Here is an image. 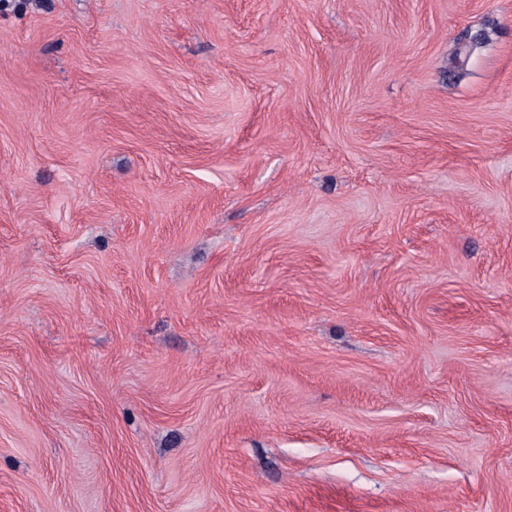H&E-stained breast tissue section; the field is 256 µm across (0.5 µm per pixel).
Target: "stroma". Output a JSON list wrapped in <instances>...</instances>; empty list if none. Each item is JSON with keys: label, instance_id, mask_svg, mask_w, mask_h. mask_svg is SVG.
I'll list each match as a JSON object with an SVG mask.
<instances>
[{"label": "stroma", "instance_id": "1", "mask_svg": "<svg viewBox=\"0 0 512 512\" xmlns=\"http://www.w3.org/2000/svg\"><path fill=\"white\" fill-rule=\"evenodd\" d=\"M0 512H512V0L0 8Z\"/></svg>", "mask_w": 512, "mask_h": 512}]
</instances>
